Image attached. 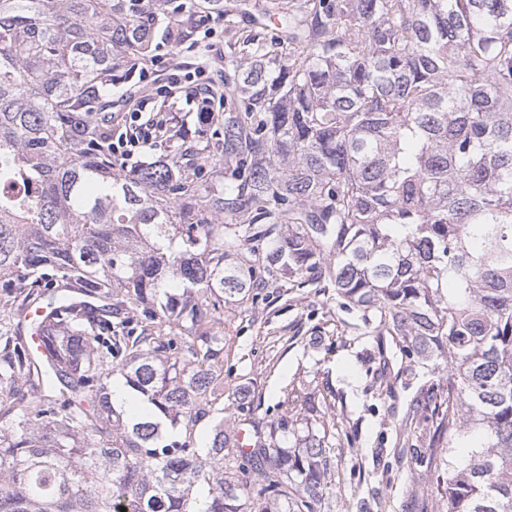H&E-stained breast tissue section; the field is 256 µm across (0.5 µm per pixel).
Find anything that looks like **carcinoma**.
Here are the masks:
<instances>
[{
    "label": "carcinoma",
    "instance_id": "obj_1",
    "mask_svg": "<svg viewBox=\"0 0 512 512\" xmlns=\"http://www.w3.org/2000/svg\"><path fill=\"white\" fill-rule=\"evenodd\" d=\"M214 15L224 110L124 172L112 87ZM292 283L432 363L436 509L512 512V0H0V512H324L327 397L224 415V306Z\"/></svg>",
    "mask_w": 512,
    "mask_h": 512
}]
</instances>
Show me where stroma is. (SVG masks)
Masks as SVG:
<instances>
[{
	"mask_svg": "<svg viewBox=\"0 0 512 512\" xmlns=\"http://www.w3.org/2000/svg\"><path fill=\"white\" fill-rule=\"evenodd\" d=\"M200 47L163 46L144 80L114 90L113 134L124 132L143 96L158 100L172 78L191 88L213 81L224 58V21L211 19ZM224 411L236 410L233 394L241 385L254 388L262 419L276 413L288 389L335 393V418L345 432L336 435V489L329 512H358L368 501L373 512H421L433 499L427 478L410 480L411 469L426 452L432 428L422 421L406 426L405 415L422 385L427 368L409 367L391 337L371 333L357 310L344 305L331 288L261 289L255 302L224 308ZM383 345L397 374L394 390L379 393L366 361ZM413 451L400 452V436Z\"/></svg>",
	"mask_w": 512,
	"mask_h": 512,
	"instance_id": "1",
	"label": "stroma"
}]
</instances>
